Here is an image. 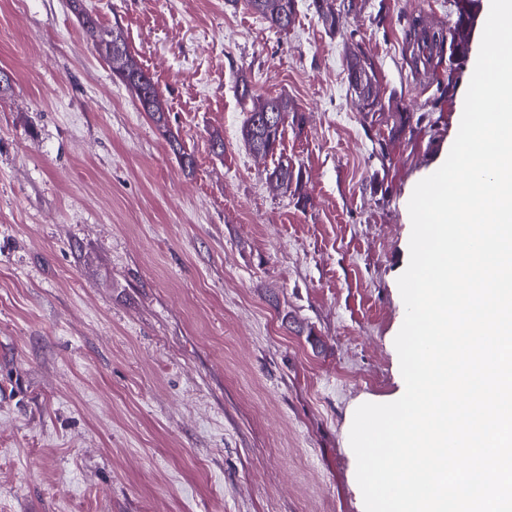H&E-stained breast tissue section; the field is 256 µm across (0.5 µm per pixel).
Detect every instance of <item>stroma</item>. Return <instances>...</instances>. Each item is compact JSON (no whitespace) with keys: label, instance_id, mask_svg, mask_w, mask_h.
<instances>
[{"label":"stroma","instance_id":"35a3bbf8","mask_svg":"<svg viewBox=\"0 0 512 512\" xmlns=\"http://www.w3.org/2000/svg\"><path fill=\"white\" fill-rule=\"evenodd\" d=\"M362 4L381 112L309 0L285 34L245 0H84L187 172L69 0H0V512H360L347 417L400 387L408 203L477 60L416 61L409 20L447 28L448 0ZM243 77L303 116L276 155L241 138ZM94 50L106 61L112 53L119 50L123 55L131 58L132 68L125 73H114L112 75L124 84L137 99L140 109L145 112L162 131L174 153L179 157L182 167L188 171L193 170L194 160L190 154L182 149L178 138L169 129L166 112H160L153 103L159 91L152 77L137 63L131 55L126 44L122 29L119 26L106 28L99 25L97 19L87 13L86 23L82 24ZM134 81V82H132ZM346 69L348 75V82L354 94L357 95L359 101L362 102V110L364 112H381L383 111L384 104L378 98L375 92L376 80V65L362 52L350 51L346 57ZM363 70L367 73V83L360 85L356 80V73Z\"/></svg>","mask_w":512,"mask_h":512}]
</instances>
